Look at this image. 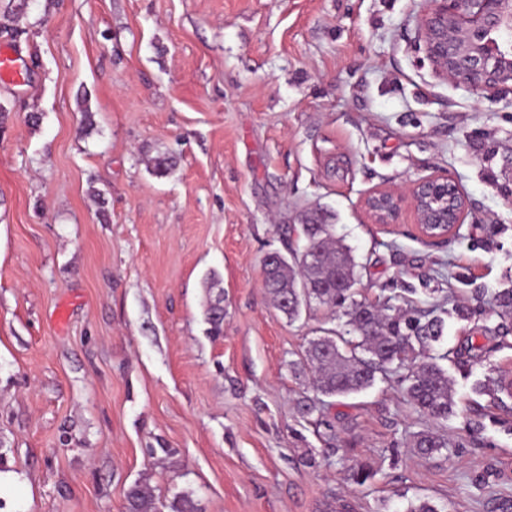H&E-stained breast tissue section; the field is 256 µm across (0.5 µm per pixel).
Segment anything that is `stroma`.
<instances>
[{"mask_svg":"<svg viewBox=\"0 0 512 512\" xmlns=\"http://www.w3.org/2000/svg\"><path fill=\"white\" fill-rule=\"evenodd\" d=\"M429 0H26L0 33V512H125L130 486L202 512H497L512 501V98L435 76ZM169 155L166 172L155 158ZM446 175L470 215L422 238L362 201ZM322 214L360 289L452 309V447L395 379L329 399L290 365L326 308L294 321L263 257ZM222 298L221 335L206 311ZM369 465L375 477L353 483ZM414 447L425 457L433 456L443 448L449 447L448 439L443 434L433 431H423L416 435Z\"/></svg>","mask_w":512,"mask_h":512,"instance_id":"stroma-1","label":"stroma"}]
</instances>
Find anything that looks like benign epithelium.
Returning <instances> with one entry per match:
<instances>
[{
  "mask_svg": "<svg viewBox=\"0 0 512 512\" xmlns=\"http://www.w3.org/2000/svg\"><path fill=\"white\" fill-rule=\"evenodd\" d=\"M419 30L435 75L475 91L512 94V0H431ZM409 207L425 238H446L465 223L467 198L447 176H428L404 192L375 190L364 199L373 224L390 227Z\"/></svg>",
  "mask_w": 512,
  "mask_h": 512,
  "instance_id": "obj_1",
  "label": "benign epithelium"
}]
</instances>
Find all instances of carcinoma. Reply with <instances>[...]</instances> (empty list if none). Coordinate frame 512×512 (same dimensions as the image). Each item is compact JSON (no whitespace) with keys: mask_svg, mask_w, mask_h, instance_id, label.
<instances>
[{"mask_svg":"<svg viewBox=\"0 0 512 512\" xmlns=\"http://www.w3.org/2000/svg\"><path fill=\"white\" fill-rule=\"evenodd\" d=\"M303 245L288 247L289 257L262 262L264 285L273 305L293 321L302 308L322 306L344 319V329H323L308 340L302 360L290 364L294 375L311 374L313 396L300 406L304 417L320 409L325 397L346 396L372 387L377 379L396 375L408 401L434 421L455 414L457 402L448 369V352L433 353L444 338L448 311L416 309L408 314L389 302L360 296L359 265L352 249L336 241L333 225L316 214L301 225ZM499 314L512 318V288L495 294ZM505 376L476 383L474 392L496 397L511 390ZM414 447L430 457L449 447L444 435L423 431ZM127 512H160L155 489L147 482L131 486Z\"/></svg>","mask_w":512,"mask_h":512,"instance_id":"carcinoma-1","label":"carcinoma"}]
</instances>
